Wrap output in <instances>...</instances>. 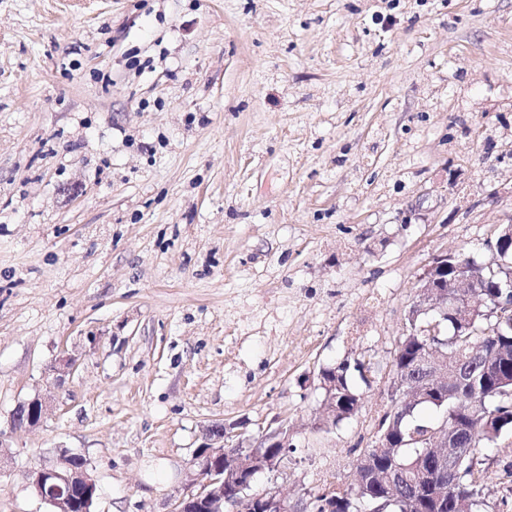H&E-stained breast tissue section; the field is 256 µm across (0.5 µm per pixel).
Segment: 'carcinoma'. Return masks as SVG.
Here are the masks:
<instances>
[{
    "mask_svg": "<svg viewBox=\"0 0 512 512\" xmlns=\"http://www.w3.org/2000/svg\"><path fill=\"white\" fill-rule=\"evenodd\" d=\"M478 275L475 292L484 300L473 312L469 326L461 330L445 317L434 331L424 334L419 327L429 316L409 323L399 337L394 365L402 374L416 370L415 362L427 346L440 347L447 355L448 370L459 363L453 355L480 346L490 363V370H470L471 383L466 396L459 398L441 392L410 403L392 396L387 407L374 419L371 443L363 449L357 462L372 474L364 483L330 484L316 497L317 512H360L359 504L367 502L377 512H481L485 505V488L490 480L481 467L477 448L492 442L505 431L512 430V312L491 311L501 294L497 284L505 277L503 266L473 263ZM365 363L359 359L345 360L324 372L330 386L325 394L334 405L337 424L355 416L361 408V397L348 383L350 371L359 373L363 381ZM419 407H430L440 413L435 422L414 421ZM473 431L477 438L456 469L440 473L432 468L429 442L443 429L454 433ZM237 452L253 457L255 467L265 468L277 456V448H239Z\"/></svg>",
    "mask_w": 512,
    "mask_h": 512,
    "instance_id": "1",
    "label": "carcinoma"
}]
</instances>
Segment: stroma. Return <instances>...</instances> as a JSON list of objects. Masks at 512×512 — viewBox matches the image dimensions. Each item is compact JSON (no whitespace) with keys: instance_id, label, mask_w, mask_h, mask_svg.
<instances>
[{"instance_id":"1","label":"stroma","mask_w":512,"mask_h":512,"mask_svg":"<svg viewBox=\"0 0 512 512\" xmlns=\"http://www.w3.org/2000/svg\"><path fill=\"white\" fill-rule=\"evenodd\" d=\"M511 223L512 0H0V512L59 446L96 512H172L213 423L287 421L255 489L353 482L418 275ZM478 457L512 512V432ZM350 371L351 362L345 360L324 372L325 378L331 383L324 390L335 407L334 424L355 416L361 408L360 395L348 383ZM47 411L46 400L35 396L16 406L11 416V424L15 429H35L43 422Z\"/></svg>"}]
</instances>
